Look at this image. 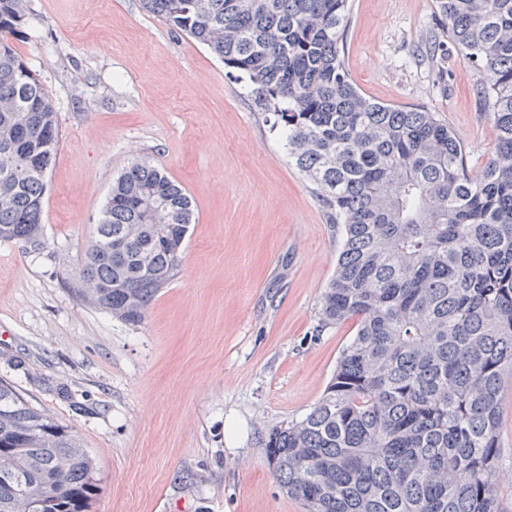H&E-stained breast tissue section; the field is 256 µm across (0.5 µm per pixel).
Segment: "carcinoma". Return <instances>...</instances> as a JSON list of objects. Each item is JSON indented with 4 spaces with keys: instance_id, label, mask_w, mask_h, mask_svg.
Wrapping results in <instances>:
<instances>
[{
    "instance_id": "obj_1",
    "label": "carcinoma",
    "mask_w": 512,
    "mask_h": 512,
    "mask_svg": "<svg viewBox=\"0 0 512 512\" xmlns=\"http://www.w3.org/2000/svg\"><path fill=\"white\" fill-rule=\"evenodd\" d=\"M206 46L274 116L288 158L341 231L317 332H356L322 397L262 437L305 512H504L497 431L512 370V0H435L444 39L483 74L494 153L474 173L446 122L377 102L345 62L349 0H140ZM26 0H0V240L44 248L56 112L9 37ZM186 190L146 159L115 179L73 293L143 323L179 273ZM125 243L114 249V241ZM96 464L66 424L0 378V512H92Z\"/></svg>"
}]
</instances>
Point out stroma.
I'll use <instances>...</instances> for the list:
<instances>
[{"instance_id": "stroma-1", "label": "stroma", "mask_w": 512, "mask_h": 512, "mask_svg": "<svg viewBox=\"0 0 512 512\" xmlns=\"http://www.w3.org/2000/svg\"><path fill=\"white\" fill-rule=\"evenodd\" d=\"M434 0H350L346 62L377 101L447 122L479 170L496 145L483 75L429 52ZM11 42L58 117L41 252L0 240V377L96 463L92 512H304L262 432L321 398L354 321L318 330L341 238L272 119L223 61L140 0H27ZM150 160L193 200L178 276L131 326L68 287L112 182ZM499 496L512 512V371Z\"/></svg>"}]
</instances>
